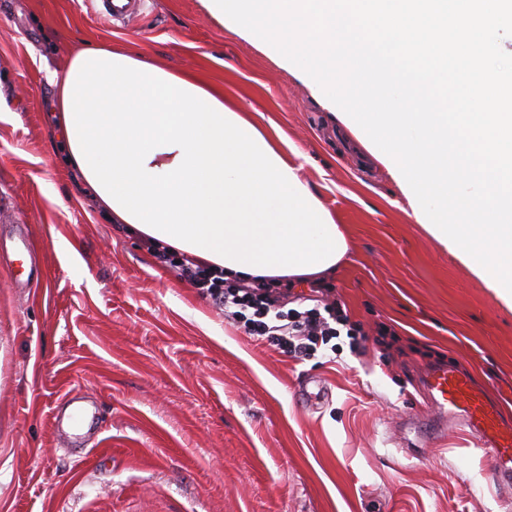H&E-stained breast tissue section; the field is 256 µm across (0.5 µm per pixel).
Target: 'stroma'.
Segmentation results:
<instances>
[{
	"label": "stroma",
	"instance_id": "obj_1",
	"mask_svg": "<svg viewBox=\"0 0 512 512\" xmlns=\"http://www.w3.org/2000/svg\"><path fill=\"white\" fill-rule=\"evenodd\" d=\"M0 0V512H508L463 432L410 455L400 425L427 358L512 416V302L416 217L375 148L315 82L201 0ZM84 44L135 45L220 87L304 157L348 241L323 283L378 346L296 360L226 321L83 192L56 143L49 72ZM27 233L35 268L15 260ZM89 406L62 428L66 393ZM88 455L78 465L79 455ZM145 5V0H110L100 12L103 19L109 23L129 22L136 18Z\"/></svg>",
	"mask_w": 512,
	"mask_h": 512
}]
</instances>
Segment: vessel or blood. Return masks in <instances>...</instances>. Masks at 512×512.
<instances>
[{"mask_svg": "<svg viewBox=\"0 0 512 512\" xmlns=\"http://www.w3.org/2000/svg\"><path fill=\"white\" fill-rule=\"evenodd\" d=\"M145 0H108L102 14L108 22H128L136 18ZM424 402L414 410L445 427L457 425L478 441L490 459L487 478L499 489L512 487V423L500 408L471 380L444 365H430L418 377Z\"/></svg>", "mask_w": 512, "mask_h": 512, "instance_id": "1", "label": "vessel or blood"}]
</instances>
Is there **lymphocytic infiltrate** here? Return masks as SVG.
<instances>
[{"label":"lymphocytic infiltrate","instance_id":"obj_1","mask_svg":"<svg viewBox=\"0 0 512 512\" xmlns=\"http://www.w3.org/2000/svg\"><path fill=\"white\" fill-rule=\"evenodd\" d=\"M145 247L159 266L171 269L177 278L198 288L226 319L242 327L255 341L269 343L294 359L325 352L332 340L343 336L353 352L365 350L370 341L385 350L394 346L396 333L390 327L378 325L371 337L360 325L351 323L333 289L314 283L308 293L298 294L281 282L228 281L222 268L178 257L151 240Z\"/></svg>","mask_w":512,"mask_h":512}]
</instances>
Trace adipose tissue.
I'll use <instances>...</instances> for the list:
<instances>
[{"instance_id": "1", "label": "adipose tissue", "mask_w": 512, "mask_h": 512, "mask_svg": "<svg viewBox=\"0 0 512 512\" xmlns=\"http://www.w3.org/2000/svg\"><path fill=\"white\" fill-rule=\"evenodd\" d=\"M49 82L58 138L113 223L246 281L308 279L345 256L298 156L222 90L101 45L80 48Z\"/></svg>"}]
</instances>
